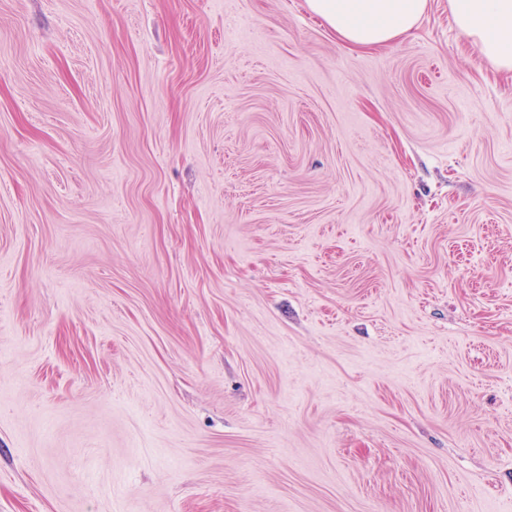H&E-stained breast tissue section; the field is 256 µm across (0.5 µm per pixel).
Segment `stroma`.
<instances>
[{"label": "stroma", "mask_w": 512, "mask_h": 512, "mask_svg": "<svg viewBox=\"0 0 512 512\" xmlns=\"http://www.w3.org/2000/svg\"><path fill=\"white\" fill-rule=\"evenodd\" d=\"M0 512H512V73L448 0H0ZM305 6L339 42L380 49L413 29L429 0H305Z\"/></svg>", "instance_id": "35a3bbf8"}]
</instances>
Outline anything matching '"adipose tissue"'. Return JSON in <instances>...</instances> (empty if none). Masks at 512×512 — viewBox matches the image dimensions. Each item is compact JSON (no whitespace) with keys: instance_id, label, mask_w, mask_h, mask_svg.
Wrapping results in <instances>:
<instances>
[{"instance_id":"ef3b65f1","label":"adipose tissue","mask_w":512,"mask_h":512,"mask_svg":"<svg viewBox=\"0 0 512 512\" xmlns=\"http://www.w3.org/2000/svg\"><path fill=\"white\" fill-rule=\"evenodd\" d=\"M305 6L339 42L380 49L413 29L429 0H305ZM448 13L483 60L512 71V0H448Z\"/></svg>"}]
</instances>
